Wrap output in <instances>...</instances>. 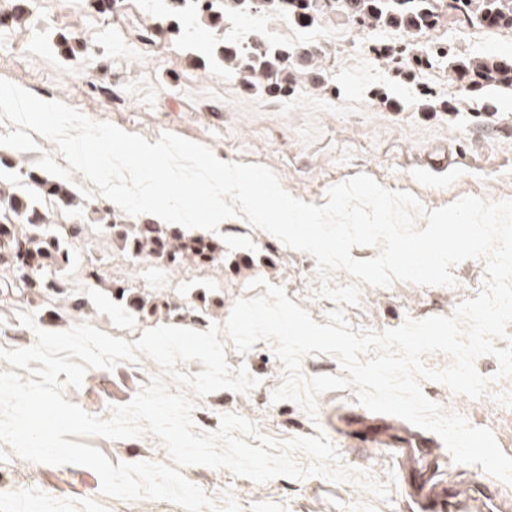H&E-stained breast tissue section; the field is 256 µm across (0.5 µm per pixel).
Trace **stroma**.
<instances>
[{"label": "stroma", "mask_w": 512, "mask_h": 512, "mask_svg": "<svg viewBox=\"0 0 512 512\" xmlns=\"http://www.w3.org/2000/svg\"><path fill=\"white\" fill-rule=\"evenodd\" d=\"M25 5L24 24L0 26V79L58 100L91 120L151 142L170 132L224 160L264 165L290 195L318 206L325 204L331 186L358 174L386 189L412 193L428 210L464 196L512 198V91L481 89L469 96L467 110H458L447 59L395 64L381 55L396 44L512 58V30L469 26L445 13L435 27L409 33L367 29L347 14H329L286 38L290 48L314 55L315 68L302 70L294 92L282 97L259 85L245 86L225 69L215 54L219 31L171 35L167 17L149 10L144 0H114L103 10L91 0H25ZM38 144L29 152L0 146V157L8 162L0 169V181L40 200L43 192L27 175L36 171L41 153H56L57 147L43 137ZM68 185L76 204L49 209L57 233L68 240L70 263L62 288L45 294L20 287L16 270L0 264L1 347L32 346L39 328L61 331L87 323L132 342L143 331L167 324L165 313L146 316L119 302L123 290L152 304L181 308L182 327L200 331L225 324L237 300L254 297L249 284L257 278L281 286L318 323H326L334 308L332 301L315 295L321 280L313 257L242 217L224 222L223 261L169 268L149 257L133 260L121 242V228H103L95 210L110 202L81 173H74ZM76 224L83 228L78 237L71 234ZM453 274V287L362 286L358 304L344 309L346 319L356 329L380 333L407 317L451 315L461 301L474 297L484 263L462 262ZM23 312L34 313L36 328L20 323ZM226 360L231 368H246L258 384L246 394L221 390L205 396L204 408L193 411L197 431L216 430L221 414L235 412L276 440L321 432L345 467L371 470L392 487L383 500L352 482L312 476L258 483L225 469L184 467L185 479L215 505L232 499L241 512H418L395 445L367 451L338 433L343 420L373 416L358 403L354 389L321 394L312 418L295 403H272L285 369L269 344L256 343L244 354L227 348ZM156 377L176 389L169 374L142 356L111 370L88 368L82 385L64 386L63 394L86 412L106 417L111 407L127 404ZM421 386L443 413L490 429L501 450L512 456V377L475 400L439 382L425 380ZM422 436L432 446L442 482L450 487L472 482L476 466L455 463L437 434L426 430ZM88 443L114 464L170 460L149 433L127 440L92 437ZM20 468L25 483L0 495V512H27L34 502L40 512H184L168 500L129 502L102 495L90 468L27 463L16 455L0 462V482L15 480Z\"/></svg>", "instance_id": "obj_1"}]
</instances>
